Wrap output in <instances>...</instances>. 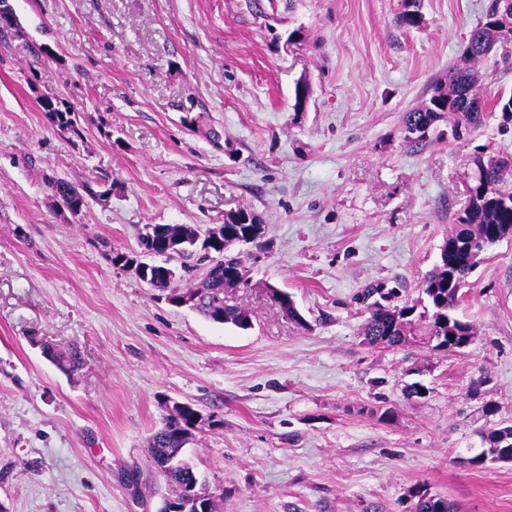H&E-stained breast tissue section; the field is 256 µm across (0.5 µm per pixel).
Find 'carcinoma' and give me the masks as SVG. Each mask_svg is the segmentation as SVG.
<instances>
[{
    "label": "carcinoma",
    "instance_id": "carcinoma-1",
    "mask_svg": "<svg viewBox=\"0 0 512 512\" xmlns=\"http://www.w3.org/2000/svg\"><path fill=\"white\" fill-rule=\"evenodd\" d=\"M397 21L406 28L420 27V0H403ZM493 52L506 61L512 58V0H493L483 20L472 30L459 63L448 67V79L436 82L429 99L405 113L406 141L415 145L424 141L430 128L445 118L455 136L482 123L486 103L477 91L480 73L476 63ZM45 106L59 128L69 130L73 127L71 109L62 111L53 107L50 101ZM473 164L475 173L466 187L468 205L456 218L458 229L448 235L438 263L422 283V291L433 308L426 327L427 336L436 341V349L455 350L463 337L472 336L470 324L453 314L462 298L461 288L467 275L479 263L484 249L512 236V158L477 153ZM263 230L264 225L253 213L242 210L227 215L223 224L208 233L228 245L249 231L257 240ZM197 235L198 227L190 224H154L144 237L153 239L160 250L168 248L182 258L194 256L197 265L204 267L199 284L183 292L184 296L194 300L193 309L215 323L249 329L250 315L246 311L224 305V288L235 282L238 259L225 257L224 251L214 245L207 246L197 239ZM208 247L211 248L209 253L206 252ZM382 291L381 287H372L362 295V300L370 302L371 306L363 335L370 345L396 347L411 335L415 306L384 305L378 299L385 295L391 297L393 292L384 295ZM43 351L49 352L50 359L63 371L74 372L81 365L80 352L74 347L57 350L45 345ZM196 414L197 410L188 404L172 406L163 427L149 438V456L166 477L171 490L160 512H169L172 505L179 507L181 512H218L215 496L199 484L190 464L172 470L164 467L165 461L182 451L193 435L189 426ZM510 440L512 425L490 431L486 438L488 450L483 455H497L498 444ZM427 493L425 488H416L414 512H456L455 504L448 498L439 496L431 500Z\"/></svg>",
    "mask_w": 512,
    "mask_h": 512
}]
</instances>
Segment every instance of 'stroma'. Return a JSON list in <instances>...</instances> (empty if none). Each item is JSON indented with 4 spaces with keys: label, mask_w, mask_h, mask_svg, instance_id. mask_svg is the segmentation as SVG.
Listing matches in <instances>:
<instances>
[{
    "label": "stroma",
    "mask_w": 512,
    "mask_h": 512,
    "mask_svg": "<svg viewBox=\"0 0 512 512\" xmlns=\"http://www.w3.org/2000/svg\"><path fill=\"white\" fill-rule=\"evenodd\" d=\"M0 34V512H157L148 438L168 407L212 417L184 453L220 512H512V237L487 247L455 311L474 331L432 349L421 285L467 204L472 157L512 155L487 112L417 146L403 116L446 78L492 0H8ZM72 108L63 130L42 108ZM61 178L88 203L62 208ZM248 209L231 247L241 330L176 307L115 255L151 224L208 229ZM418 316L373 348L357 296ZM291 296L288 317L268 287ZM75 347L60 371L43 345ZM420 383L424 393L406 397ZM417 501L414 505V512H456L455 504L448 500V498L438 495V497L431 501V497L424 499L428 490L422 487L416 488ZM422 494V495H421Z\"/></svg>",
    "instance_id": "35a3bbf8"
}]
</instances>
